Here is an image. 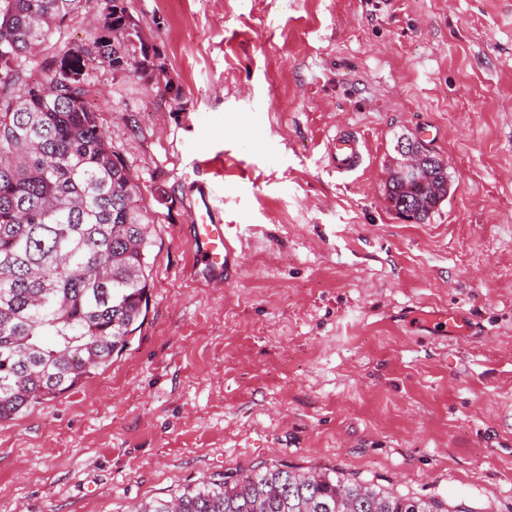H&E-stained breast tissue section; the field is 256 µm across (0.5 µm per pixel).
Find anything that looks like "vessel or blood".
I'll return each instance as SVG.
<instances>
[{"mask_svg":"<svg viewBox=\"0 0 512 512\" xmlns=\"http://www.w3.org/2000/svg\"><path fill=\"white\" fill-rule=\"evenodd\" d=\"M332 169L340 176L356 173L365 163L367 147L356 133L336 130L327 144ZM203 211L192 226L191 244L203 274L210 279H219L231 274L238 263L237 251L224 233V227L216 220V191L206 183H199ZM432 325L459 335L468 331L470 323L459 310L451 309L430 314Z\"/></svg>","mask_w":512,"mask_h":512,"instance_id":"b4317fda","label":"vessel or blood"}]
</instances>
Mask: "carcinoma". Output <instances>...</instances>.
Returning <instances> with one entry per match:
<instances>
[{"mask_svg": "<svg viewBox=\"0 0 512 512\" xmlns=\"http://www.w3.org/2000/svg\"><path fill=\"white\" fill-rule=\"evenodd\" d=\"M82 0H0V423L84 385L121 354L149 304L148 212L130 169L86 102L91 73L160 79L125 0H100L89 42L47 58L25 79ZM397 212L423 221L448 196V178L425 192L396 173ZM135 512H471L377 489L334 469L300 472L260 462L154 498Z\"/></svg>", "mask_w": 512, "mask_h": 512, "instance_id": "carcinoma-1", "label": "carcinoma"}]
</instances>
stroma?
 I'll list each match as a JSON object with an SVG mask.
<instances>
[{
    "label": "stroma",
    "instance_id": "obj_1",
    "mask_svg": "<svg viewBox=\"0 0 512 512\" xmlns=\"http://www.w3.org/2000/svg\"><path fill=\"white\" fill-rule=\"evenodd\" d=\"M180 103L98 68L90 107L152 221L149 308L111 365L0 424V512H133L262 461L512 512V0H126ZM432 126L449 192L384 186ZM368 148L336 176L326 140ZM201 181L240 257L196 276ZM460 309L475 335L423 324ZM402 139L395 148L397 156L394 158V165L401 169L413 184H405L403 179L393 172L386 185L388 202L396 212L405 211L408 208V200L414 202L411 209V218L414 221H423L437 207V205L448 196V172L446 177H440V172L446 169L445 163L441 160L433 161L432 165L422 155L436 157L423 142H419L420 152L416 149L413 139ZM440 179V180H439ZM438 180V181H437ZM437 181V186H436ZM436 191L424 192L433 190ZM421 188V189H420ZM423 189V190H422Z\"/></svg>",
    "mask_w": 512,
    "mask_h": 512
}]
</instances>
